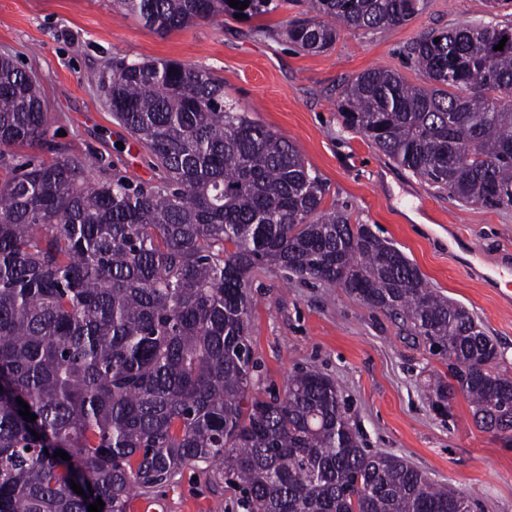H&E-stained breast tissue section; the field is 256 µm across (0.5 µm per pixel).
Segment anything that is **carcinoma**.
<instances>
[{"instance_id":"1","label":"carcinoma","mask_w":512,"mask_h":512,"mask_svg":"<svg viewBox=\"0 0 512 512\" xmlns=\"http://www.w3.org/2000/svg\"><path fill=\"white\" fill-rule=\"evenodd\" d=\"M274 0H117L164 36L197 20L266 13ZM285 36L308 52L338 26L410 22L419 0H311ZM440 42H434V39ZM506 40L501 50L494 47ZM422 85L372 68L337 103L345 129L461 203L512 208V23L433 30L410 48ZM112 118L161 173L134 183L46 142L33 79L0 57V512H102L185 468L216 467L251 512H466L469 496L403 458L362 448L341 391L317 370L281 398L254 389L249 273L337 285L440 356L476 422L512 433V375L464 306L346 209L291 143L252 121L206 69L119 61ZM28 404L37 416L19 414ZM40 439H35L30 430ZM66 452L70 460L55 456Z\"/></svg>"}]
</instances>
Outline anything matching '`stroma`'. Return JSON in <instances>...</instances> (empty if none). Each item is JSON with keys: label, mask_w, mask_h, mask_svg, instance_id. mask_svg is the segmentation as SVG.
Masks as SVG:
<instances>
[{"label": "stroma", "mask_w": 512, "mask_h": 512, "mask_svg": "<svg viewBox=\"0 0 512 512\" xmlns=\"http://www.w3.org/2000/svg\"><path fill=\"white\" fill-rule=\"evenodd\" d=\"M309 0L256 18L220 16L161 36L123 14L114 0H0V54L37 82L57 147L116 165L132 180L157 182L149 154L112 118L101 80L115 60H175L209 70L239 108L303 155L323 180L324 207L346 206L420 269L428 285L464 305L497 341L499 369L512 374V288L475 277L468 263L495 267L512 254V208L464 205L395 164L343 128L336 104L346 84L371 68L423 83L409 58L432 29L498 22L510 4L421 0L407 24L382 30L339 27L323 52L292 46L287 20ZM250 336L263 397L283 395L291 374L316 369L343 394L366 448L404 458L429 479L470 495L474 512H512V439L476 425L462 394L440 401L447 376L439 356L412 342L386 313L345 289L252 270ZM156 512H247L217 469L181 471L151 496Z\"/></svg>", "instance_id": "35a3bbf8"}]
</instances>
